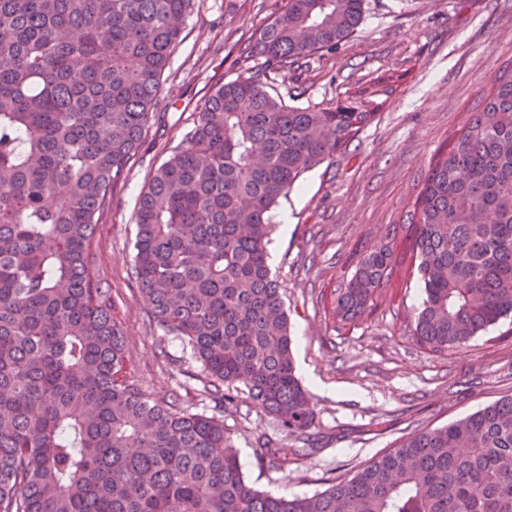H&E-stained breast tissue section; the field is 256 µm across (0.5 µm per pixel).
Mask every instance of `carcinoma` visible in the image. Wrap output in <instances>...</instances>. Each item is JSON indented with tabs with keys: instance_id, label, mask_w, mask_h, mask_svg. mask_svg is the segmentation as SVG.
<instances>
[{
	"instance_id": "1",
	"label": "carcinoma",
	"mask_w": 512,
	"mask_h": 512,
	"mask_svg": "<svg viewBox=\"0 0 512 512\" xmlns=\"http://www.w3.org/2000/svg\"><path fill=\"white\" fill-rule=\"evenodd\" d=\"M193 0H0V512H512V396L399 443L305 497L249 486L224 421L129 381L92 240L158 107ZM366 0H285L251 54L301 71L359 28ZM252 72L214 89L136 211L133 271L154 322L190 346L224 408L239 393L290 434L313 424L268 264L273 211L395 91L332 108ZM409 262L412 334L432 353L512 317V70L430 167L408 223L359 257L353 321ZM261 455H299L267 434Z\"/></svg>"
}]
</instances>
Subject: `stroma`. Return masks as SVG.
Here are the masks:
<instances>
[{
    "label": "stroma",
    "mask_w": 512,
    "mask_h": 512,
    "mask_svg": "<svg viewBox=\"0 0 512 512\" xmlns=\"http://www.w3.org/2000/svg\"><path fill=\"white\" fill-rule=\"evenodd\" d=\"M183 40L164 74L159 106L127 177L95 227L93 272L111 297L127 345L128 375L153 399L179 396L183 409L217 417L239 451L246 482L304 497L352 476L403 438L448 424L512 395V320L461 351L433 354L412 335L423 292L400 273L351 323L333 313L334 292L407 214L438 149L512 66V0H367L357 32L317 53L305 73L303 103L333 107L385 73L401 82L347 147L303 176L274 211L268 262L288 311L296 373L314 422L303 435L279 430L239 396L222 410L190 347L153 322L132 269L135 212L153 171L182 144L211 90L233 80L247 51L278 15L282 0H194ZM304 449L294 463L261 461L260 433Z\"/></svg>",
    "instance_id": "stroma-1"
}]
</instances>
